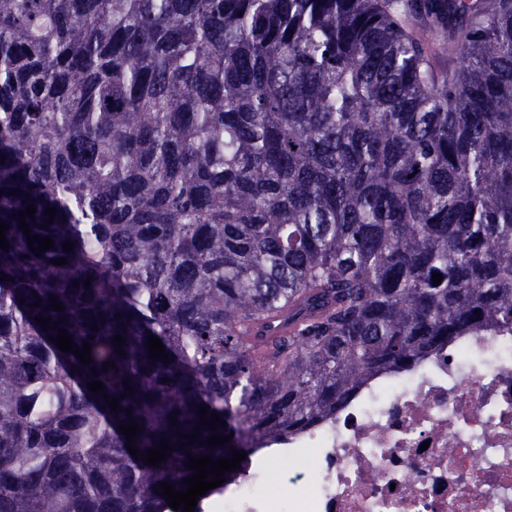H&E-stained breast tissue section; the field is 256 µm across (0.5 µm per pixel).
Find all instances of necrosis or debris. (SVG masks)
Wrapping results in <instances>:
<instances>
[{
    "label": "necrosis or debris",
    "mask_w": 512,
    "mask_h": 512,
    "mask_svg": "<svg viewBox=\"0 0 512 512\" xmlns=\"http://www.w3.org/2000/svg\"><path fill=\"white\" fill-rule=\"evenodd\" d=\"M284 454L282 476L246 465L223 512H512V330L373 377Z\"/></svg>",
    "instance_id": "1"
}]
</instances>
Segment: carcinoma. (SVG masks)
I'll use <instances>...</instances> for the list:
<instances>
[{"label":"carcinoma","mask_w":512,"mask_h":512,"mask_svg":"<svg viewBox=\"0 0 512 512\" xmlns=\"http://www.w3.org/2000/svg\"><path fill=\"white\" fill-rule=\"evenodd\" d=\"M2 222L0 512H182L185 450L512 328V0H0Z\"/></svg>","instance_id":"carcinoma-1"}]
</instances>
